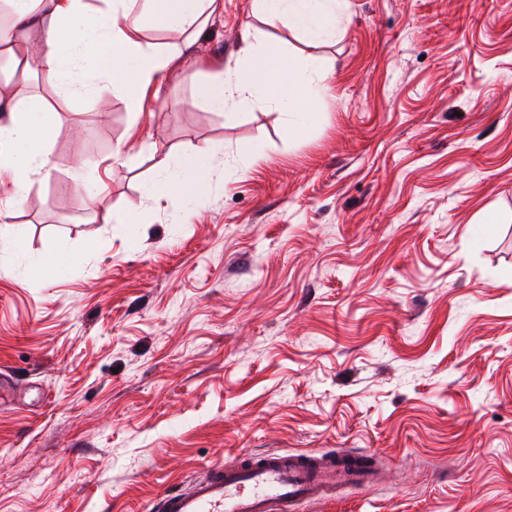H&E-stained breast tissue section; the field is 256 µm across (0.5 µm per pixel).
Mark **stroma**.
Returning a JSON list of instances; mask_svg holds the SVG:
<instances>
[{"label": "stroma", "mask_w": 512, "mask_h": 512, "mask_svg": "<svg viewBox=\"0 0 512 512\" xmlns=\"http://www.w3.org/2000/svg\"><path fill=\"white\" fill-rule=\"evenodd\" d=\"M223 3L199 37L143 23L187 72L140 118L47 115L54 168L0 223V512H149L219 459L340 450L375 483L295 512H512V0H346L312 43ZM247 26L323 59L306 130L196 100ZM205 145L191 214L149 199Z\"/></svg>", "instance_id": "1"}]
</instances>
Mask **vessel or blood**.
<instances>
[{"label": "vessel or blood", "mask_w": 512, "mask_h": 512, "mask_svg": "<svg viewBox=\"0 0 512 512\" xmlns=\"http://www.w3.org/2000/svg\"><path fill=\"white\" fill-rule=\"evenodd\" d=\"M348 485H369L356 456L317 461L271 451L232 466L212 465L189 490L163 494L157 512H292L295 505Z\"/></svg>", "instance_id": "obj_1"}]
</instances>
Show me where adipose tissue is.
I'll return each mask as SVG.
<instances>
[{
  "mask_svg": "<svg viewBox=\"0 0 512 512\" xmlns=\"http://www.w3.org/2000/svg\"><path fill=\"white\" fill-rule=\"evenodd\" d=\"M14 14L10 35L0 38V55L15 56L25 33L42 29L45 37L34 55L43 81L66 97L77 90L89 92L98 103L112 93L127 94L129 110L140 114L143 93L157 86L173 69V58L139 39V15L148 13L158 26L202 33L219 11L218 0H120L112 12L99 16L94 28L81 20L82 0H9ZM344 0H253V10L269 25L282 24L310 39L332 33ZM241 50L253 66L236 69L231 76L216 73L195 84L198 98L213 110L232 104H261L281 110L292 131L304 129L311 118L308 102L320 94L324 72L321 58L310 56L293 64L257 43L250 30L241 33ZM0 108L10 114L0 123V187L11 185L21 195L33 177L49 175L51 129L32 119L34 111H50L49 103L33 106L20 93L0 92ZM210 148L181 159V176L171 179V154L155 162L159 174L147 193L160 200L172 195L184 205L201 198L206 189Z\"/></svg>",
  "mask_w": 512,
  "mask_h": 512,
  "instance_id": "1",
  "label": "adipose tissue"
}]
</instances>
